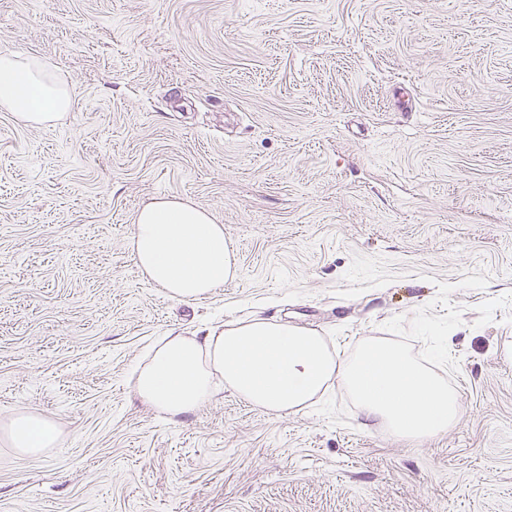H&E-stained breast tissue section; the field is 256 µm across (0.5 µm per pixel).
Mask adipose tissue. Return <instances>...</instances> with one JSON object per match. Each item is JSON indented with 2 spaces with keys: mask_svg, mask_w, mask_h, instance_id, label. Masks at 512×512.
<instances>
[{
  "mask_svg": "<svg viewBox=\"0 0 512 512\" xmlns=\"http://www.w3.org/2000/svg\"><path fill=\"white\" fill-rule=\"evenodd\" d=\"M70 105L68 89L44 63L0 53V110L46 126ZM132 253L150 282L182 302L203 300L237 272L223 225L173 197L155 198L137 211ZM335 386L365 421L409 441L435 438L461 416L457 390L398 343L367 339L342 356L315 331L255 316L202 336H164L140 366L134 392L176 421L195 414L222 387L252 406L286 415L312 406ZM54 439L47 420L13 423L14 447L34 452Z\"/></svg>",
  "mask_w": 512,
  "mask_h": 512,
  "instance_id": "obj_1",
  "label": "adipose tissue"
}]
</instances>
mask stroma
<instances>
[{"instance_id":"1","label":"stroma","mask_w":512,"mask_h":512,"mask_svg":"<svg viewBox=\"0 0 512 512\" xmlns=\"http://www.w3.org/2000/svg\"><path fill=\"white\" fill-rule=\"evenodd\" d=\"M1 51L71 107L0 112V512H512V0H0ZM160 196L236 252L205 300L134 261ZM253 314L343 354L445 340L459 423L134 398L160 336ZM21 414L56 444L18 453Z\"/></svg>"}]
</instances>
